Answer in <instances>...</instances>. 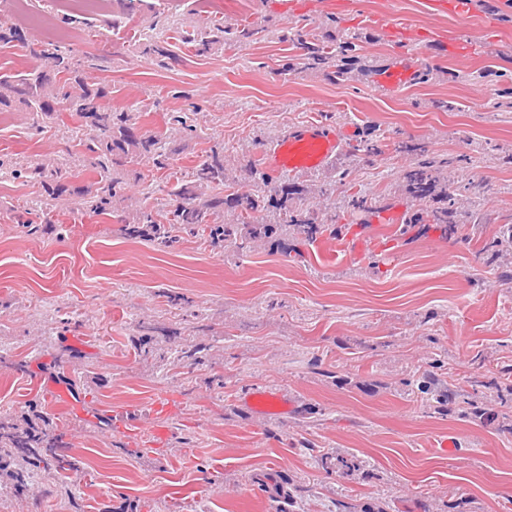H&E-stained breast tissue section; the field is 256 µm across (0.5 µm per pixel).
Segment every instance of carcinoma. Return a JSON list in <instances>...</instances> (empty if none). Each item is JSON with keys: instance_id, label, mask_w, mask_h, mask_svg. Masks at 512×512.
<instances>
[{"instance_id": "obj_1", "label": "carcinoma", "mask_w": 512, "mask_h": 512, "mask_svg": "<svg viewBox=\"0 0 512 512\" xmlns=\"http://www.w3.org/2000/svg\"><path fill=\"white\" fill-rule=\"evenodd\" d=\"M164 27L179 34L180 42L207 51L210 45L229 35L237 41L254 35L243 27L235 30L224 27L193 28L187 30L185 20L166 22ZM297 41L304 50L307 69L332 70L338 81H346L352 72L351 53L356 44L347 39L338 44H328L313 33L297 34ZM40 63L27 71L0 75V106L12 102L25 105L36 115L54 120L61 112H70L86 120L87 132L81 141L84 153L92 156L98 178L78 202L79 209L101 215L113 212L114 203L124 200L123 167L146 160L156 169L172 165L178 152L173 141L153 133L137 132L135 115L116 111L109 103L106 87L89 88L80 78V63L71 51L61 46L46 47L34 53ZM53 67L61 74L52 82L41 65ZM95 101L101 109L86 111L85 103ZM389 144L376 137L366 139L357 151L371 161L382 155ZM395 150L415 157L412 166L403 174L405 194L413 201L426 204V221L437 225L441 233L454 235L461 223L462 204L454 177L448 173L453 167L451 159H436L418 142L398 143ZM72 161L48 164H22L14 170L18 178H26L41 185L45 193L41 204L49 202L66 190L68 179L73 177ZM252 191L248 193L219 192L228 181L224 167V152L212 148L210 153L184 178L178 180L173 191V202L165 211L144 206L130 218L118 216L121 234L131 240H146L161 248H171L177 242L174 232H184L200 238L214 248L231 247L248 250L255 241H274L288 248V239L314 241L322 236L337 239L344 225L329 224L322 209L303 206L307 188L295 181H282L270 177L256 167L247 169ZM342 194L344 207L352 213L371 214L376 202L361 190L354 189L348 172H339L337 186L317 188L319 195L330 198L335 192ZM512 249V230L486 240L482 253L497 256ZM211 345L206 340L175 349L177 361L195 365L203 362ZM440 364L433 363L418 373L417 389L425 395L430 413L447 416L455 411L457 392L443 386L434 372ZM62 447V437L55 433L49 422L37 426L27 418L8 425L0 423V468L14 466L13 486L22 491L29 487L35 470L69 471L75 461L66 454L56 453ZM321 468L326 474L351 476L363 470L362 461L352 456H320ZM391 504L377 501L358 505L341 501L338 512H390Z\"/></svg>"}]
</instances>
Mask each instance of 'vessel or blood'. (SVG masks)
Here are the masks:
<instances>
[{"mask_svg":"<svg viewBox=\"0 0 512 512\" xmlns=\"http://www.w3.org/2000/svg\"><path fill=\"white\" fill-rule=\"evenodd\" d=\"M412 71L395 65L381 74L379 85L392 91L408 84ZM343 148L336 128L321 122H310L289 127L268 152L265 164L276 172H300L323 167ZM245 403L260 413H287L294 404L281 393L253 392L246 396Z\"/></svg>","mask_w":512,"mask_h":512,"instance_id":"vessel-or-blood-1","label":"vessel or blood"}]
</instances>
